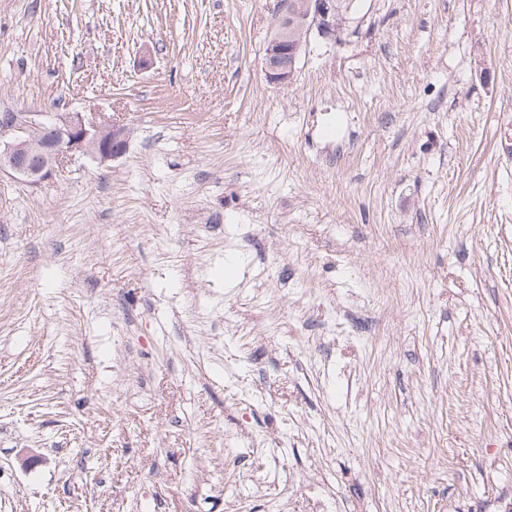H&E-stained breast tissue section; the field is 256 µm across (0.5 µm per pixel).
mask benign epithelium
<instances>
[{
    "label": "benign epithelium",
    "instance_id": "obj_1",
    "mask_svg": "<svg viewBox=\"0 0 512 512\" xmlns=\"http://www.w3.org/2000/svg\"><path fill=\"white\" fill-rule=\"evenodd\" d=\"M279 4L265 70L271 82L288 87L311 33L336 39L347 14L336 0ZM128 148V129L102 119L98 112H11L0 118V171H10L32 186L53 179L77 157L105 163L122 157Z\"/></svg>",
    "mask_w": 512,
    "mask_h": 512
}]
</instances>
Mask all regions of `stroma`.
<instances>
[{
  "instance_id": "35a3bbf8",
  "label": "stroma",
  "mask_w": 512,
  "mask_h": 512,
  "mask_svg": "<svg viewBox=\"0 0 512 512\" xmlns=\"http://www.w3.org/2000/svg\"><path fill=\"white\" fill-rule=\"evenodd\" d=\"M276 15L0 0V113L132 130L0 172V512L512 503V0H354L288 87Z\"/></svg>"
}]
</instances>
